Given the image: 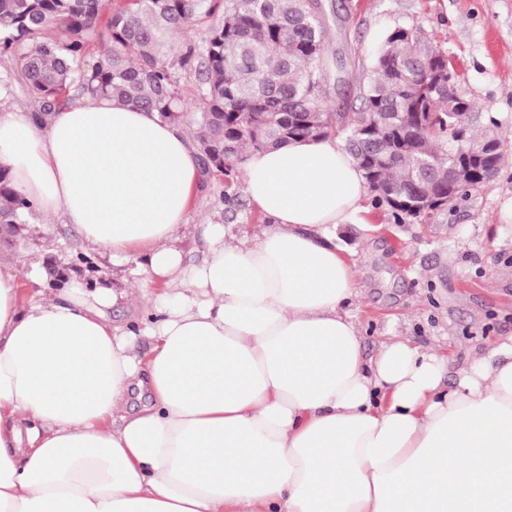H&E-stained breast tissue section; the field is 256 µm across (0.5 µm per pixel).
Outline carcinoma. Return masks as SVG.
<instances>
[{
  "mask_svg": "<svg viewBox=\"0 0 512 512\" xmlns=\"http://www.w3.org/2000/svg\"><path fill=\"white\" fill-rule=\"evenodd\" d=\"M103 2L0 0V54L14 57L16 80L43 110L77 94L154 112L189 131L204 174L228 179L247 149L334 134L394 217L434 211L429 193L448 205L453 65L413 30L387 36L351 117L329 110L323 0H112L98 57L79 67ZM188 31L183 51L169 54L172 36ZM192 72L202 107L187 113L178 75ZM476 124L462 127L467 140L496 135ZM33 208L0 168L1 247L21 237Z\"/></svg>",
  "mask_w": 512,
  "mask_h": 512,
  "instance_id": "cac0c4a2",
  "label": "carcinoma"
}]
</instances>
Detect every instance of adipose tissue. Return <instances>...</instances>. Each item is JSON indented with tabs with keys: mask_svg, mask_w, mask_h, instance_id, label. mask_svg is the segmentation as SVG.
Listing matches in <instances>:
<instances>
[{
	"mask_svg": "<svg viewBox=\"0 0 512 512\" xmlns=\"http://www.w3.org/2000/svg\"><path fill=\"white\" fill-rule=\"evenodd\" d=\"M0 167L169 291L124 330L106 312L127 292L27 299L0 266V512H512V337L451 387L443 357L400 337L365 357L329 232L369 186L335 137L246 152L268 225L241 240L205 225L191 267L170 241L197 157L155 113L1 112Z\"/></svg>",
	"mask_w": 512,
	"mask_h": 512,
	"instance_id": "obj_1",
	"label": "adipose tissue"
}]
</instances>
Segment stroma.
<instances>
[{
  "instance_id": "35a3bbf8",
  "label": "stroma",
  "mask_w": 512,
  "mask_h": 512,
  "mask_svg": "<svg viewBox=\"0 0 512 512\" xmlns=\"http://www.w3.org/2000/svg\"><path fill=\"white\" fill-rule=\"evenodd\" d=\"M325 52L342 67L343 84L330 100L357 108L387 34L411 28L456 62L454 88L472 101L481 123H494L504 159L496 178L464 202L418 220L396 223L387 205L367 201L366 213L337 225L333 237L353 266L354 316L367 355L388 337L403 336L423 352H435L457 373L475 354L512 336V0H324ZM223 224L228 235L249 237L264 224L247 199L242 177L203 179L174 245L185 259L203 251V225ZM85 256L90 270L70 278L127 291L114 306L116 327L141 321L159 290L145 287L135 261H112L84 246L58 217L35 211L14 249L0 251L27 296L50 299L47 257Z\"/></svg>"
}]
</instances>
